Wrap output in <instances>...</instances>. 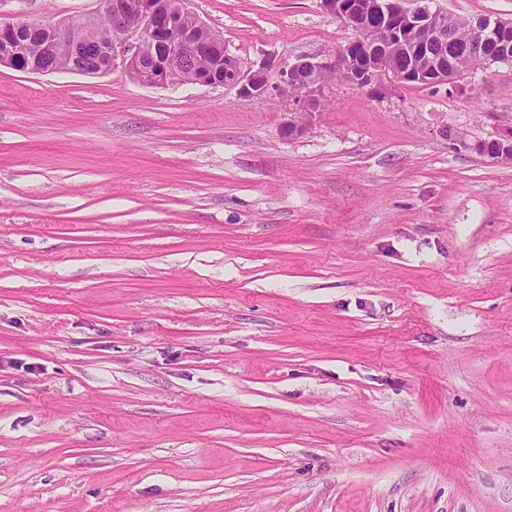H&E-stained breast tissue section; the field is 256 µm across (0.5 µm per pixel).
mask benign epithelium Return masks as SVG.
Instances as JSON below:
<instances>
[{"label":"benign epithelium","instance_id":"benign-epithelium-1","mask_svg":"<svg viewBox=\"0 0 512 512\" xmlns=\"http://www.w3.org/2000/svg\"><path fill=\"white\" fill-rule=\"evenodd\" d=\"M322 8L356 33L343 50L325 57H302L279 69V82L269 84L265 69L244 73L241 66L216 51L223 38L180 0L177 9L163 0H102V14L112 22V33L104 44L89 30L77 24H23L0 20V66L27 72L45 73L41 59L61 47L71 62L63 69L84 75L110 73L116 68L132 73L136 80L151 87H164L175 81V69L192 58L208 55L210 65L194 73L190 84L231 86L243 100L263 97L274 91L301 103L298 112L289 113L285 132L304 133L323 97L326 79L340 72L349 84L380 92L390 85L438 87L463 90L465 71L444 58H436L424 71L411 67L399 70L394 59L420 56L432 39L448 38V16L426 5L405 6L404 0H321ZM471 65L487 68L512 58V20L479 19L473 25ZM180 31L179 38L171 33ZM136 38L135 50L126 43ZM496 158L512 151V127L490 138Z\"/></svg>","mask_w":512,"mask_h":512}]
</instances>
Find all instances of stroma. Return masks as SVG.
Wrapping results in <instances>:
<instances>
[{
  "mask_svg": "<svg viewBox=\"0 0 512 512\" xmlns=\"http://www.w3.org/2000/svg\"><path fill=\"white\" fill-rule=\"evenodd\" d=\"M188 6L272 83L354 38ZM464 83L332 78L290 137L276 93L0 66V512H512V161L470 148L512 62Z\"/></svg>",
  "mask_w": 512,
  "mask_h": 512,
  "instance_id": "1",
  "label": "stroma"
}]
</instances>
